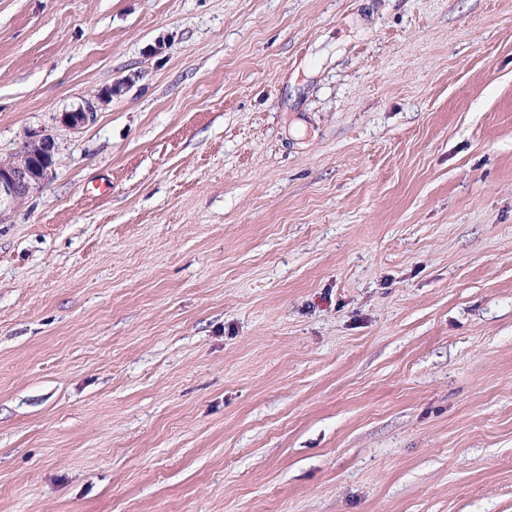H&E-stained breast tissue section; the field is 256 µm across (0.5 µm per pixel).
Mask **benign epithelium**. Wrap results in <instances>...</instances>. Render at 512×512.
<instances>
[{
    "label": "benign epithelium",
    "mask_w": 512,
    "mask_h": 512,
    "mask_svg": "<svg viewBox=\"0 0 512 512\" xmlns=\"http://www.w3.org/2000/svg\"><path fill=\"white\" fill-rule=\"evenodd\" d=\"M95 106L88 104L74 112H66L63 119L72 127H80L91 120ZM54 157V144L43 139L30 153L7 165L0 164V218L7 216L30 193L40 188L49 176Z\"/></svg>",
    "instance_id": "7a95c632"
}]
</instances>
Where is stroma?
<instances>
[{"label": "stroma", "instance_id": "35a3bbf8", "mask_svg": "<svg viewBox=\"0 0 512 512\" xmlns=\"http://www.w3.org/2000/svg\"><path fill=\"white\" fill-rule=\"evenodd\" d=\"M44 137L0 512H512V0H0Z\"/></svg>", "mask_w": 512, "mask_h": 512}]
</instances>
